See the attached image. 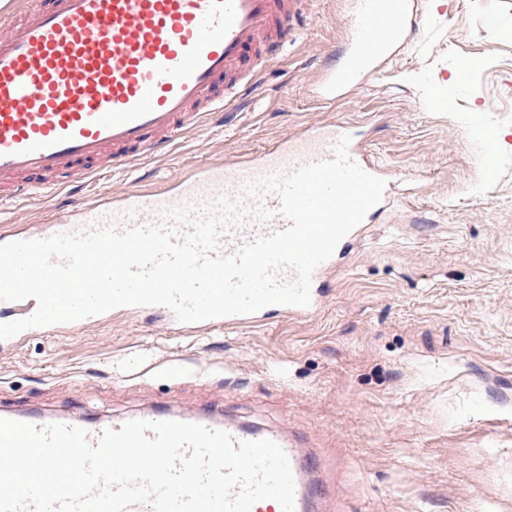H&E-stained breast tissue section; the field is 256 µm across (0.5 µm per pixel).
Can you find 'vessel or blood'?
<instances>
[{"label": "vessel or blood", "instance_id": "b4317fda", "mask_svg": "<svg viewBox=\"0 0 512 512\" xmlns=\"http://www.w3.org/2000/svg\"><path fill=\"white\" fill-rule=\"evenodd\" d=\"M308 0H0V188L9 200L34 190H62L122 169L169 148L178 135L201 126L260 74L291 40ZM351 25L332 65L317 84L332 103L372 79L415 32L414 0H350ZM348 154L386 182L374 207L394 198L393 176L366 153L363 130L334 121L308 124L269 147L197 166L167 185L144 184L121 193L69 197L43 231L0 228V244L46 239L118 216L119 227L158 221L161 211L220 197L238 199L250 180L332 159L341 136ZM273 213L225 230L218 251L235 254L246 243L287 227L280 198ZM336 258L312 274L308 305H271L252 314L197 322L200 330L257 326L319 310L321 286ZM189 423L222 430L234 441L269 439L286 454L294 478L295 512H323L326 497L308 453L273 430L209 416Z\"/></svg>", "mask_w": 512, "mask_h": 512}]
</instances>
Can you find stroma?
Instances as JSON below:
<instances>
[{"label": "stroma", "mask_w": 512, "mask_h": 512, "mask_svg": "<svg viewBox=\"0 0 512 512\" xmlns=\"http://www.w3.org/2000/svg\"><path fill=\"white\" fill-rule=\"evenodd\" d=\"M415 8L419 33L326 104L316 82L350 5L313 0L305 36L224 120L104 179L119 191L170 181L304 123L371 128L370 155L417 179L367 224L319 311L201 334L141 312L27 336L0 351V410L91 421L204 411L315 449L329 512H512V0ZM60 201H0V225L41 227Z\"/></svg>", "instance_id": "1"}]
</instances>
